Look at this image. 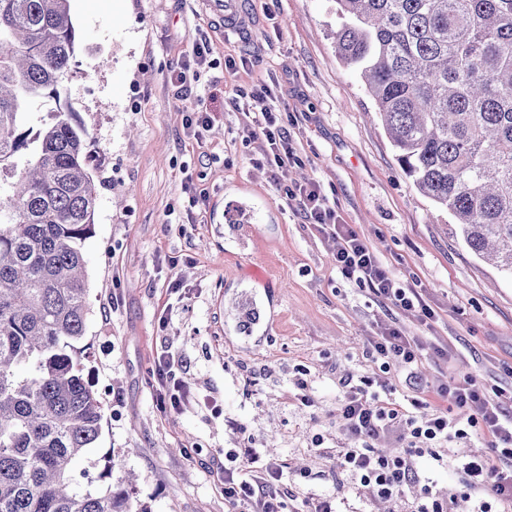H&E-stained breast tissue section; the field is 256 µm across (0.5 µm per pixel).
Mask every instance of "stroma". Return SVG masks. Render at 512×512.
Wrapping results in <instances>:
<instances>
[{
	"instance_id": "1",
	"label": "stroma",
	"mask_w": 512,
	"mask_h": 512,
	"mask_svg": "<svg viewBox=\"0 0 512 512\" xmlns=\"http://www.w3.org/2000/svg\"><path fill=\"white\" fill-rule=\"evenodd\" d=\"M245 3L251 28L239 36L219 32L203 0H70L80 66L30 123L60 108L79 115L98 192L79 349L105 416L73 478L95 488L108 468L117 486L131 472L132 502L148 512H227L214 470L225 450L249 448L277 464L290 512L324 503L332 512H412L419 486L380 500L337 468L348 439L336 383L378 376L368 338L394 318L453 353L446 362L425 355L418 387L397 381L396 401L434 403L440 385L464 374L512 388V280L465 248L447 212L401 170L358 71L336 56L334 0ZM201 39L211 54L200 82L171 84ZM263 86L287 110L298 155L280 169L244 123ZM207 96L214 122L197 139L184 116ZM302 179L321 186L398 279L422 288L434 323L373 301L338 273L335 243L281 198L282 186ZM188 181L202 194L190 215ZM240 198L253 211L245 244L224 221L226 203ZM244 293L262 311L249 333L229 308ZM168 354L184 362L175 407L156 372ZM420 471L453 512H471L455 471L426 458Z\"/></svg>"
}]
</instances>
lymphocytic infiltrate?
<instances>
[{
	"label": "lymphocytic infiltrate",
	"instance_id": "f902f5d3",
	"mask_svg": "<svg viewBox=\"0 0 512 512\" xmlns=\"http://www.w3.org/2000/svg\"><path fill=\"white\" fill-rule=\"evenodd\" d=\"M268 97L267 88L256 90V109L247 118L253 135L262 141L266 162L281 168L295 162L296 149L283 129L281 110L271 106ZM282 196L304 223L335 240L334 262L343 277L380 303L417 311L426 323L436 319L421 289L404 284L390 272L371 244L330 206L320 185L286 186ZM424 349L422 342L405 335L396 322H386L369 340V353L379 361L382 377L339 379L342 397L337 415L351 444L337 449L338 468L371 496L385 499L420 481L419 463L426 457L438 467L460 473L464 495L473 502L472 512H492L495 504L501 512H512V398L503 389L487 391L476 379L465 376L438 388L439 403L432 409H425L417 398L406 407L390 402L394 390L390 371L403 372L406 384H414L415 367ZM474 407L479 410L475 416L470 413ZM475 427L487 438L496 463L481 456L448 453V444L468 439ZM394 431L406 443L402 451L386 455L372 448L373 440ZM224 459L220 468L224 499L234 512H287L274 488L277 468L260 463L250 450H227Z\"/></svg>",
	"mask_w": 512,
	"mask_h": 512
}]
</instances>
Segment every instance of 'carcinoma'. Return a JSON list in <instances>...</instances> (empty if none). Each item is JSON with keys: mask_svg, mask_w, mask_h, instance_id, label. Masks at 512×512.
Here are the masks:
<instances>
[{"mask_svg": "<svg viewBox=\"0 0 512 512\" xmlns=\"http://www.w3.org/2000/svg\"><path fill=\"white\" fill-rule=\"evenodd\" d=\"M336 53L359 70L397 160L465 246L512 277V0H336ZM70 0H0V512H148L78 492L104 405L75 344L97 191L85 129L57 110L79 67Z\"/></svg>", "mask_w": 512, "mask_h": 512, "instance_id": "obj_1", "label": "carcinoma"}]
</instances>
